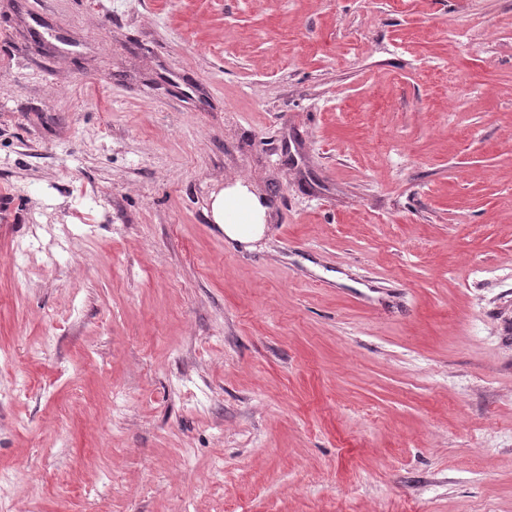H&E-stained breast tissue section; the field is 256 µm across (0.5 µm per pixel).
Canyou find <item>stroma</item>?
Here are the masks:
<instances>
[{
    "mask_svg": "<svg viewBox=\"0 0 512 512\" xmlns=\"http://www.w3.org/2000/svg\"><path fill=\"white\" fill-rule=\"evenodd\" d=\"M1 188L0 512H512V0H0ZM211 215L224 236L239 244L259 240L265 231L264 208L246 184L236 182L211 195Z\"/></svg>",
    "mask_w": 512,
    "mask_h": 512,
    "instance_id": "1",
    "label": "stroma"
}]
</instances>
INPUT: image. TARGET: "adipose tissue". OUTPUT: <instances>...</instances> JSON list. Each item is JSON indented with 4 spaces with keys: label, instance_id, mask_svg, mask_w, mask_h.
<instances>
[{
    "label": "adipose tissue",
    "instance_id": "obj_1",
    "mask_svg": "<svg viewBox=\"0 0 512 512\" xmlns=\"http://www.w3.org/2000/svg\"><path fill=\"white\" fill-rule=\"evenodd\" d=\"M211 215L225 236L241 244L259 240L265 231L264 208L243 183L211 195Z\"/></svg>",
    "mask_w": 512,
    "mask_h": 512
}]
</instances>
